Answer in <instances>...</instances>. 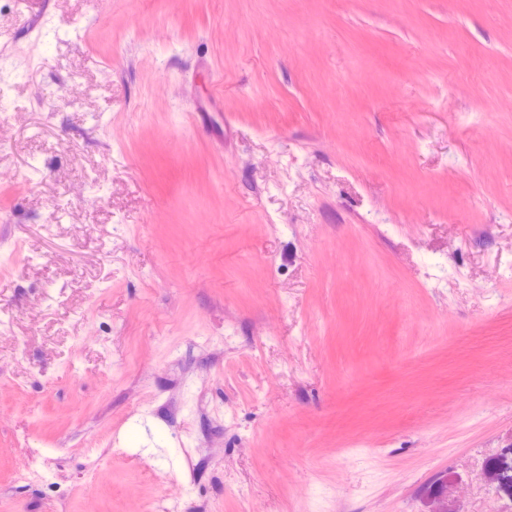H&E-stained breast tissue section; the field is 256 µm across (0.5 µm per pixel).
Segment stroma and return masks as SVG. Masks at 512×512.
<instances>
[{
	"label": "stroma",
	"instance_id": "1",
	"mask_svg": "<svg viewBox=\"0 0 512 512\" xmlns=\"http://www.w3.org/2000/svg\"><path fill=\"white\" fill-rule=\"evenodd\" d=\"M0 512H512V0H0Z\"/></svg>",
	"mask_w": 512,
	"mask_h": 512
}]
</instances>
